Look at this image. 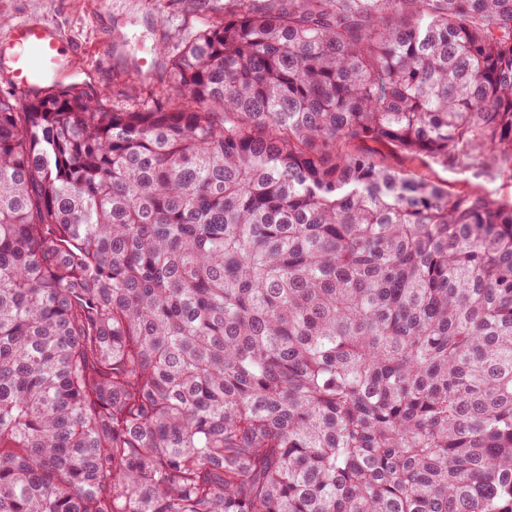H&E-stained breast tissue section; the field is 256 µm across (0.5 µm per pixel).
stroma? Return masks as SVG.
Masks as SVG:
<instances>
[{"label":"stroma","mask_w":512,"mask_h":512,"mask_svg":"<svg viewBox=\"0 0 512 512\" xmlns=\"http://www.w3.org/2000/svg\"><path fill=\"white\" fill-rule=\"evenodd\" d=\"M223 14V0H215L207 15L195 0H0V36L17 21L41 20L56 27L73 49L76 73L62 77L61 86L98 94L110 107L173 104L178 97L166 78L168 51ZM376 156L452 191L478 190L512 201V178L492 170L446 169L381 146Z\"/></svg>","instance_id":"1"}]
</instances>
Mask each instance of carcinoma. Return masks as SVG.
Segmentation results:
<instances>
[{"mask_svg": "<svg viewBox=\"0 0 512 512\" xmlns=\"http://www.w3.org/2000/svg\"><path fill=\"white\" fill-rule=\"evenodd\" d=\"M181 102L0 99V512H512V0H229ZM372 146L382 164L407 171L419 179L446 185L451 191L478 190L500 200L512 201V178L498 172L484 169L447 170L426 159L413 158L375 144Z\"/></svg>", "mask_w": 512, "mask_h": 512, "instance_id": "carcinoma-1", "label": "carcinoma"}]
</instances>
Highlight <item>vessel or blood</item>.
Returning <instances> with one entry per match:
<instances>
[{"label": "vessel or blood", "instance_id": "obj_1", "mask_svg": "<svg viewBox=\"0 0 512 512\" xmlns=\"http://www.w3.org/2000/svg\"><path fill=\"white\" fill-rule=\"evenodd\" d=\"M71 62L70 45L43 21L18 22L0 37V80L15 89L36 84L51 88L70 70Z\"/></svg>", "mask_w": 512, "mask_h": 512}]
</instances>
